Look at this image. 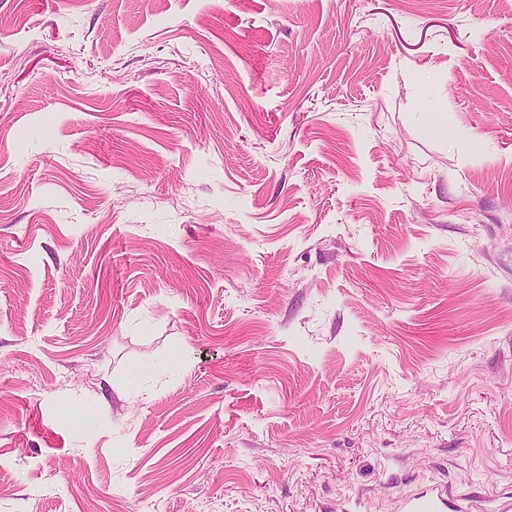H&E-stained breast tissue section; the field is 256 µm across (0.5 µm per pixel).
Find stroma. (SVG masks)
I'll use <instances>...</instances> for the list:
<instances>
[{
  "mask_svg": "<svg viewBox=\"0 0 512 512\" xmlns=\"http://www.w3.org/2000/svg\"><path fill=\"white\" fill-rule=\"evenodd\" d=\"M0 476L512 504V0H0Z\"/></svg>",
  "mask_w": 512,
  "mask_h": 512,
  "instance_id": "obj_1",
  "label": "stroma"
}]
</instances>
